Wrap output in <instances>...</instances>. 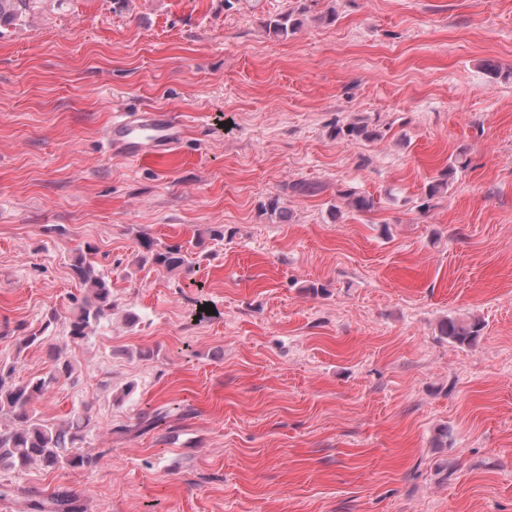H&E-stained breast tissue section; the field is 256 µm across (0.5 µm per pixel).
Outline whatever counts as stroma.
Instances as JSON below:
<instances>
[{"label": "stroma", "instance_id": "obj_1", "mask_svg": "<svg viewBox=\"0 0 512 512\" xmlns=\"http://www.w3.org/2000/svg\"><path fill=\"white\" fill-rule=\"evenodd\" d=\"M306 4L285 38L263 22L295 0H35L0 30V364L26 381L60 352L33 408L88 413L103 455L0 470V512L60 486L86 512H512V0ZM143 107L182 140L134 163L107 130ZM358 117L381 139L333 137ZM144 235L190 271L140 264ZM88 244L114 307L74 342ZM464 315L475 344L439 336ZM179 403L166 440L143 428ZM465 157L466 151L462 149L456 155L454 161L440 173V177L432 180L428 184V188L426 190L427 200H432L433 198L442 196L448 192V189L452 185L459 169H464L468 166L467 159H464ZM484 329V322L476 316L448 317L439 323L440 336L458 346H470Z\"/></svg>", "mask_w": 512, "mask_h": 512}]
</instances>
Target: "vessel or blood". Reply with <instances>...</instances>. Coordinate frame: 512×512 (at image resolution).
<instances>
[{
    "instance_id": "obj_1",
    "label": "vessel or blood",
    "mask_w": 512,
    "mask_h": 512,
    "mask_svg": "<svg viewBox=\"0 0 512 512\" xmlns=\"http://www.w3.org/2000/svg\"><path fill=\"white\" fill-rule=\"evenodd\" d=\"M180 129L178 118L167 111L116 112L112 115L109 142L121 148L130 161L137 162L173 146Z\"/></svg>"
}]
</instances>
